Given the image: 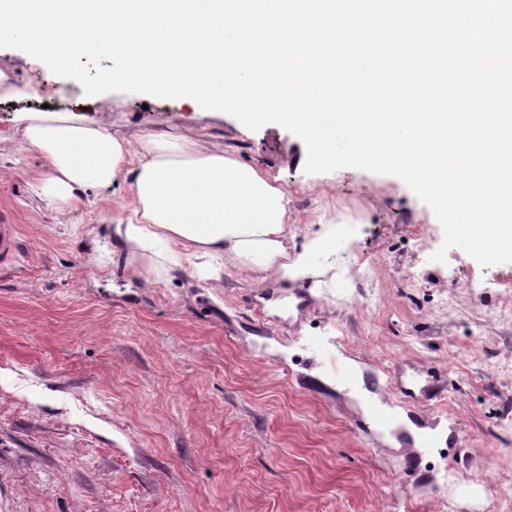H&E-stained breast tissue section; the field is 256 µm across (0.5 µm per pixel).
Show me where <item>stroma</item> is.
Segmentation results:
<instances>
[{
  "label": "stroma",
  "instance_id": "35a3bbf8",
  "mask_svg": "<svg viewBox=\"0 0 512 512\" xmlns=\"http://www.w3.org/2000/svg\"><path fill=\"white\" fill-rule=\"evenodd\" d=\"M45 68L0 49V71L37 90L0 92V217L20 231L0 268V512H512V263L459 248L432 261L443 229L401 178L307 173L305 143L279 125L111 92L128 139L202 133L287 187L290 247L323 222L347 230L306 281H151L112 232L129 176L64 224L35 196L45 162L12 143L17 114L102 107ZM429 371L441 401L387 381Z\"/></svg>",
  "mask_w": 512,
  "mask_h": 512
}]
</instances>
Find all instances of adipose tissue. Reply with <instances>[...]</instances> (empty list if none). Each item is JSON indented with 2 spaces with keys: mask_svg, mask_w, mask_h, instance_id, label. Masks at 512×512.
Listing matches in <instances>:
<instances>
[{
  "mask_svg": "<svg viewBox=\"0 0 512 512\" xmlns=\"http://www.w3.org/2000/svg\"><path fill=\"white\" fill-rule=\"evenodd\" d=\"M17 123L22 146L46 163L36 198L58 219L89 189L106 191L131 175L134 203L114 235L131 257L147 260L154 279L189 266L216 288L227 269L299 282L315 274L316 255L336 244V227L326 224L289 251L287 189L231 149L191 136L134 142L114 132L108 112L92 119L23 112Z\"/></svg>",
  "mask_w": 512,
  "mask_h": 512,
  "instance_id": "1",
  "label": "adipose tissue"
}]
</instances>
